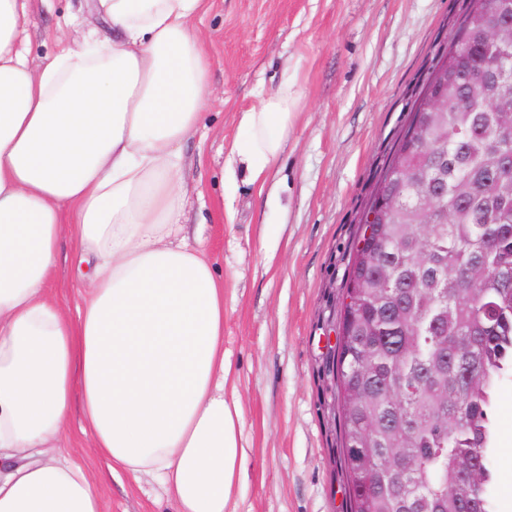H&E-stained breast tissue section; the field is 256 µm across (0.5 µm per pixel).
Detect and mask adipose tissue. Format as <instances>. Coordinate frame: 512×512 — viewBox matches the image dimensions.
Returning a JSON list of instances; mask_svg holds the SVG:
<instances>
[{
  "instance_id": "adipose-tissue-1",
  "label": "adipose tissue",
  "mask_w": 512,
  "mask_h": 512,
  "mask_svg": "<svg viewBox=\"0 0 512 512\" xmlns=\"http://www.w3.org/2000/svg\"><path fill=\"white\" fill-rule=\"evenodd\" d=\"M208 0H97L116 32L32 68L27 0H0V512H101L61 454L72 398L112 472L154 474L174 512H228L247 450L226 394L224 275L183 237V148L210 105ZM295 77L241 112L230 166L264 186ZM86 294L49 285L63 240Z\"/></svg>"
}]
</instances>
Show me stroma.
I'll return each instance as SVG.
<instances>
[{
    "instance_id": "35a3bbf8",
    "label": "stroma",
    "mask_w": 512,
    "mask_h": 512,
    "mask_svg": "<svg viewBox=\"0 0 512 512\" xmlns=\"http://www.w3.org/2000/svg\"><path fill=\"white\" fill-rule=\"evenodd\" d=\"M466 0H213L194 25L207 37L213 91L185 150L187 233L224 270L228 390L248 450L234 512H351L342 464L336 355L362 213L433 62ZM29 61L74 39H108L94 0H28ZM295 73L296 118L264 191L223 183L239 114ZM512 375L498 383L491 461L499 506L502 430ZM102 512H165L149 474L112 476L95 461Z\"/></svg>"
}]
</instances>
